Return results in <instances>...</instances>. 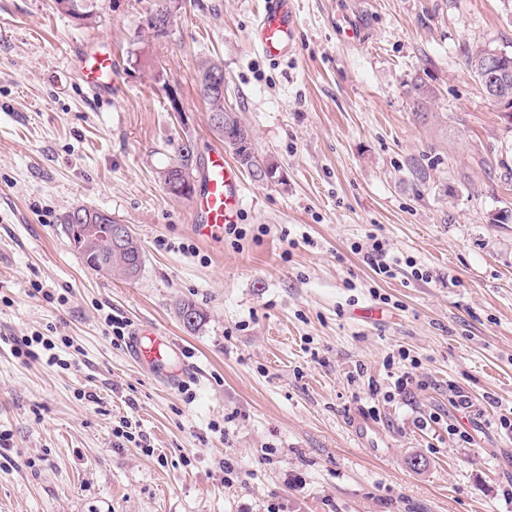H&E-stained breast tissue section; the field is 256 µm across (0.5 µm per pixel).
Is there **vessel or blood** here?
Returning <instances> with one entry per match:
<instances>
[{
  "label": "vessel or blood",
  "mask_w": 512,
  "mask_h": 512,
  "mask_svg": "<svg viewBox=\"0 0 512 512\" xmlns=\"http://www.w3.org/2000/svg\"><path fill=\"white\" fill-rule=\"evenodd\" d=\"M296 37L297 12L294 0H263L249 33L250 41L266 56L275 59L294 51ZM243 190L241 173L225 160L223 149H213L192 202L200 235L222 232L225 225L236 222L241 210ZM177 354V349L163 329L142 326L136 330L131 355L142 369L165 374L167 359Z\"/></svg>",
  "instance_id": "1"
}]
</instances>
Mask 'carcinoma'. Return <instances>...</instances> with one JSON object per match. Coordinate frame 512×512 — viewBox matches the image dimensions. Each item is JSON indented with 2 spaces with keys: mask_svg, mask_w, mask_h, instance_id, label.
I'll return each instance as SVG.
<instances>
[{
  "mask_svg": "<svg viewBox=\"0 0 512 512\" xmlns=\"http://www.w3.org/2000/svg\"><path fill=\"white\" fill-rule=\"evenodd\" d=\"M60 9L70 13L76 9L81 12V20L89 23L96 16V0H56ZM224 69L217 63H206L198 70L197 92L208 105L209 113H224V127L214 132V135L224 143L236 162L247 169L253 180L257 182L268 181L273 171L266 167V160L260 157L253 147V135L238 119L234 112L224 111V96L211 94L206 85L209 78L215 73H222ZM175 160L161 173L165 189L179 198H190L195 187H190L188 193H183L181 186L186 171L195 170L200 164L198 154L191 140H182L174 146ZM84 218L72 219L73 212L63 217L68 238L79 253L89 252L91 269L107 275L117 274L125 279H132L139 275L144 264L143 249L136 237L127 241V249L117 252L112 249L108 229L103 227L104 220L86 209H81ZM177 316L180 321H189L188 331L196 330L205 320L206 313L191 301L183 300L178 303Z\"/></svg>",
  "mask_w": 512,
  "mask_h": 512,
  "instance_id": "obj_1",
  "label": "carcinoma"
}]
</instances>
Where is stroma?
Listing matches in <instances>:
<instances>
[{"instance_id":"stroma-1","label":"stroma","mask_w":512,"mask_h":512,"mask_svg":"<svg viewBox=\"0 0 512 512\" xmlns=\"http://www.w3.org/2000/svg\"><path fill=\"white\" fill-rule=\"evenodd\" d=\"M162 2L97 0L82 26L0 0V512H512V220L490 221L512 212V129L466 64L512 53V0H295L278 61L248 39L260 0H181L158 39ZM89 50L111 91L89 90ZM205 60L282 176L245 179L239 238L200 236L160 179L178 141L219 144ZM77 207L130 226L138 277L85 264L61 222ZM371 233L394 277L353 251ZM108 313L165 330L189 371H141ZM36 331L71 337L75 365L16 358ZM177 316L182 322L183 327L188 331H195L205 320L206 313L191 301L183 300L178 303ZM193 319V322H190ZM189 320V326L185 324V321Z\"/></svg>"}]
</instances>
